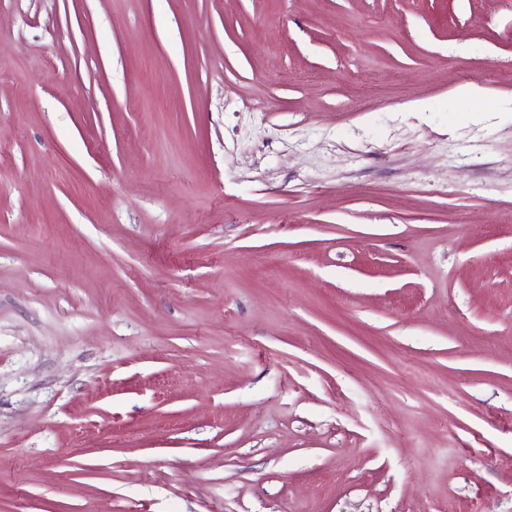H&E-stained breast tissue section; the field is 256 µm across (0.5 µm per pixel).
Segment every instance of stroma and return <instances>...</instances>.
<instances>
[{
    "label": "stroma",
    "mask_w": 512,
    "mask_h": 512,
    "mask_svg": "<svg viewBox=\"0 0 512 512\" xmlns=\"http://www.w3.org/2000/svg\"><path fill=\"white\" fill-rule=\"evenodd\" d=\"M0 512H512V0H0Z\"/></svg>",
    "instance_id": "obj_1"
}]
</instances>
